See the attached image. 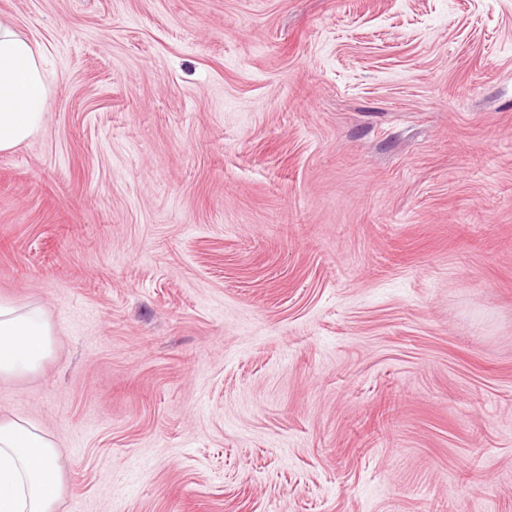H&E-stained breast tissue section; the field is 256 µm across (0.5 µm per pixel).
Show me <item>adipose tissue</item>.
<instances>
[{
	"mask_svg": "<svg viewBox=\"0 0 512 512\" xmlns=\"http://www.w3.org/2000/svg\"><path fill=\"white\" fill-rule=\"evenodd\" d=\"M49 88L40 55L9 19L0 17V152L43 127ZM42 309L0 300V377L37 371L54 350ZM62 490L55 444L34 422L0 419V512H54Z\"/></svg>",
	"mask_w": 512,
	"mask_h": 512,
	"instance_id": "adipose-tissue-1",
	"label": "adipose tissue"
}]
</instances>
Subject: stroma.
I'll list each match as a JSON object with an SVG mask.
<instances>
[{"label": "stroma", "mask_w": 512, "mask_h": 512, "mask_svg": "<svg viewBox=\"0 0 512 512\" xmlns=\"http://www.w3.org/2000/svg\"><path fill=\"white\" fill-rule=\"evenodd\" d=\"M0 417L55 512H512V0H0ZM49 88L40 55L8 18L0 17V152L43 127ZM54 332L39 306L0 300V377L37 371L54 350Z\"/></svg>", "instance_id": "obj_1"}]
</instances>
